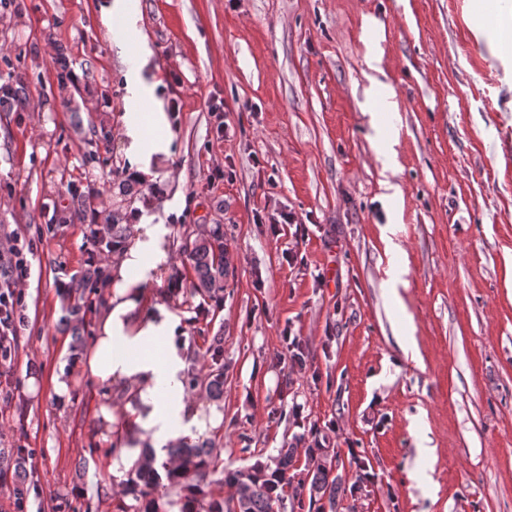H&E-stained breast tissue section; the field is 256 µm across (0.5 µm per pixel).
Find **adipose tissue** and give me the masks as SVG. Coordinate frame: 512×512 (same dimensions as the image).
<instances>
[{
	"label": "adipose tissue",
	"mask_w": 512,
	"mask_h": 512,
	"mask_svg": "<svg viewBox=\"0 0 512 512\" xmlns=\"http://www.w3.org/2000/svg\"><path fill=\"white\" fill-rule=\"evenodd\" d=\"M104 23L121 18L114 31L127 65V87L132 102L147 105V112L125 124L128 151L141 171H148L151 156L167 150L170 136L166 116L156 104L152 85L142 77L151 51L138 26L130 0H112L102 11ZM162 225L145 224L141 236L130 245L108 277L111 286L98 334L83 364L84 372L94 380L138 391L143 413L129 419L136 442L161 444L181 427L186 406L178 378L182 359L171 344L172 317L167 311L149 319L138 314L142 299L140 285L165 258Z\"/></svg>",
	"instance_id": "obj_1"
}]
</instances>
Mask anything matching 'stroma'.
I'll return each mask as SVG.
<instances>
[{"label":"stroma","mask_w":512,"mask_h":512,"mask_svg":"<svg viewBox=\"0 0 512 512\" xmlns=\"http://www.w3.org/2000/svg\"><path fill=\"white\" fill-rule=\"evenodd\" d=\"M110 2L0 0V85L17 92L0 103V227L36 246L16 353L0 364V467H22L28 495L16 503L0 481V512H119L133 464L100 454L124 429L101 410L122 396L82 373L81 319L60 290L114 208L113 170L138 174L124 136L138 107L100 17ZM469 4L135 0L143 78L172 134L138 175V220L168 244L141 312L166 309L173 345L205 372L206 338H224L223 395L183 394L223 419L180 435L211 441L228 469L296 448L300 480L302 407L333 424L326 453L344 483L353 454L371 462L366 493L337 512H512V49L493 27L474 32ZM97 127L111 137L103 161ZM76 189L99 200L69 224ZM283 210L298 221L272 234ZM187 224L224 227L222 303L168 293L189 265ZM287 330L304 368L284 359Z\"/></svg>","instance_id":"1"}]
</instances>
